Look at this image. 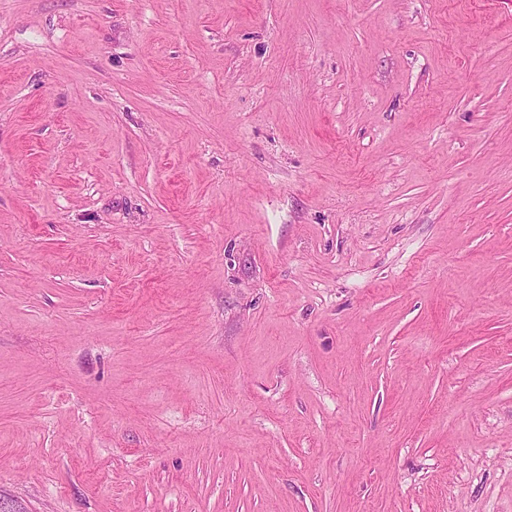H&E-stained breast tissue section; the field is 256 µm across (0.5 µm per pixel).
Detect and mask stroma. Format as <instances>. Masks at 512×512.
Instances as JSON below:
<instances>
[{
  "instance_id": "stroma-1",
  "label": "stroma",
  "mask_w": 512,
  "mask_h": 512,
  "mask_svg": "<svg viewBox=\"0 0 512 512\" xmlns=\"http://www.w3.org/2000/svg\"><path fill=\"white\" fill-rule=\"evenodd\" d=\"M0 496L512 512V0H0Z\"/></svg>"
}]
</instances>
